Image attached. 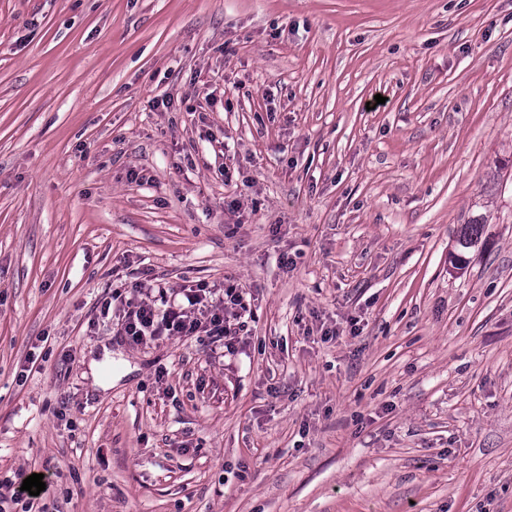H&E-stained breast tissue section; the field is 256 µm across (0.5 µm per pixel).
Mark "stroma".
Segmentation results:
<instances>
[{"instance_id": "1", "label": "stroma", "mask_w": 512, "mask_h": 512, "mask_svg": "<svg viewBox=\"0 0 512 512\" xmlns=\"http://www.w3.org/2000/svg\"><path fill=\"white\" fill-rule=\"evenodd\" d=\"M510 159L512 0H0V479L512 512ZM144 269L244 287L235 352L121 336Z\"/></svg>"}]
</instances>
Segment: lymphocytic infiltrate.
Wrapping results in <instances>:
<instances>
[{"label":"lymphocytic infiltrate","mask_w":512,"mask_h":512,"mask_svg":"<svg viewBox=\"0 0 512 512\" xmlns=\"http://www.w3.org/2000/svg\"><path fill=\"white\" fill-rule=\"evenodd\" d=\"M120 304L121 329L133 345L202 334L229 352L245 327L248 310L243 292L234 288L216 298L203 284L176 292L159 281L136 283Z\"/></svg>","instance_id":"lymphocytic-infiltrate-1"}]
</instances>
